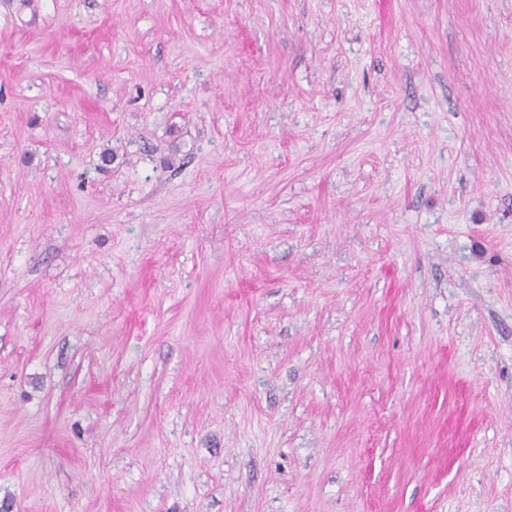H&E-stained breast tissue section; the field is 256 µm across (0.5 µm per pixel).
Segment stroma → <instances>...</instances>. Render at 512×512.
I'll list each match as a JSON object with an SVG mask.
<instances>
[{"instance_id":"stroma-1","label":"stroma","mask_w":512,"mask_h":512,"mask_svg":"<svg viewBox=\"0 0 512 512\" xmlns=\"http://www.w3.org/2000/svg\"><path fill=\"white\" fill-rule=\"evenodd\" d=\"M512 512V0H0V507Z\"/></svg>"}]
</instances>
